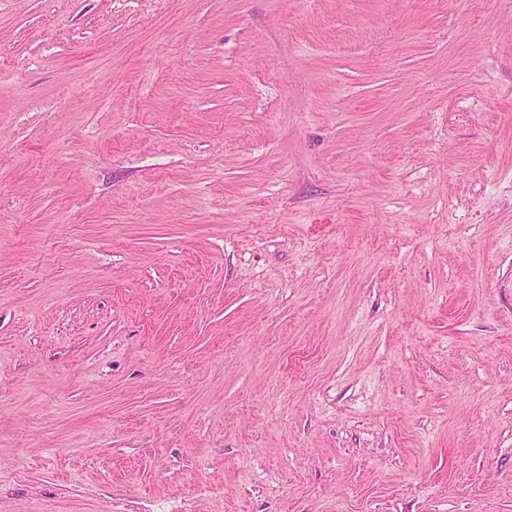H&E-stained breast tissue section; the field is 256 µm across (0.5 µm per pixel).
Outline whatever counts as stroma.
<instances>
[{
  "instance_id": "stroma-1",
  "label": "stroma",
  "mask_w": 512,
  "mask_h": 512,
  "mask_svg": "<svg viewBox=\"0 0 512 512\" xmlns=\"http://www.w3.org/2000/svg\"><path fill=\"white\" fill-rule=\"evenodd\" d=\"M0 512H512V0H0Z\"/></svg>"
}]
</instances>
